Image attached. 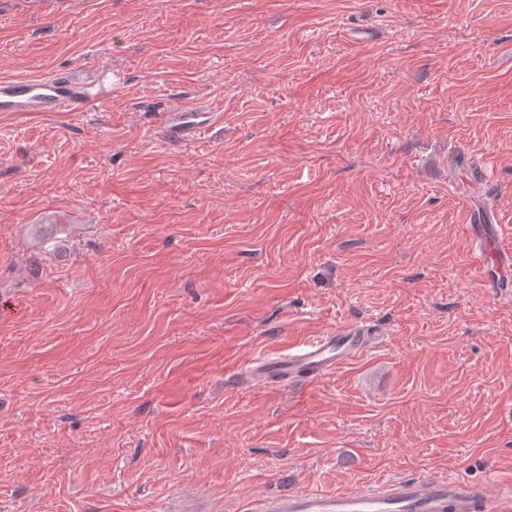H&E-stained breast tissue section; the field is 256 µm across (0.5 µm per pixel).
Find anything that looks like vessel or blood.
Returning a JSON list of instances; mask_svg holds the SVG:
<instances>
[{"label":"vessel or blood","mask_w":512,"mask_h":512,"mask_svg":"<svg viewBox=\"0 0 512 512\" xmlns=\"http://www.w3.org/2000/svg\"><path fill=\"white\" fill-rule=\"evenodd\" d=\"M93 99L89 86L67 73L0 80V112H83ZM211 122L208 109L188 106L169 114L164 137L180 143ZM482 270L512 271V249L481 238ZM364 328L352 325L293 346L287 354L255 363L250 381L267 386L304 385L319 379L368 346ZM259 512H512V485L491 495L486 485L463 477L394 478L349 492L297 491L262 501Z\"/></svg>","instance_id":"1"}]
</instances>
